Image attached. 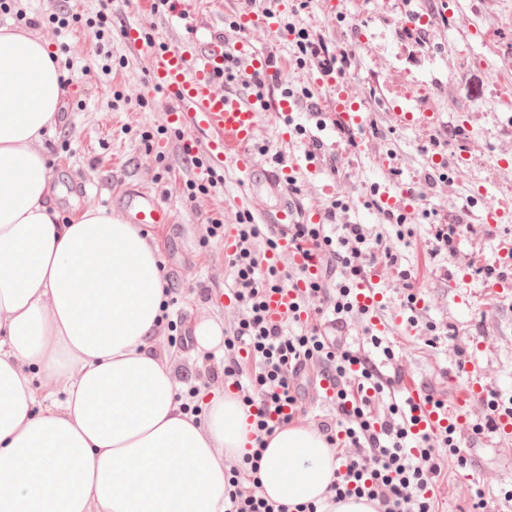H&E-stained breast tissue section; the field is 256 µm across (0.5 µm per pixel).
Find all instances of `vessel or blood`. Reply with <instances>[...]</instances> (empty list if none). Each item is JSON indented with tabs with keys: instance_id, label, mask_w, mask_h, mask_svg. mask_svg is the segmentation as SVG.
I'll return each mask as SVG.
<instances>
[{
	"instance_id": "b4317fda",
	"label": "vessel or blood",
	"mask_w": 512,
	"mask_h": 512,
	"mask_svg": "<svg viewBox=\"0 0 512 512\" xmlns=\"http://www.w3.org/2000/svg\"><path fill=\"white\" fill-rule=\"evenodd\" d=\"M237 24L242 33L250 35L258 30L269 32L278 29L279 18L274 11L261 15L246 12L239 15ZM122 38L132 53L146 57L151 86L173 100L174 107L170 113L172 124L205 139V156L209 166L220 167L228 162L244 175H251L249 148L255 138L260 114L276 112L283 118H290V102L283 98L274 102L260 100L231 85L217 90L216 78L224 70L225 54L224 43L218 39L212 38L188 48L162 45L150 41L138 25L130 22L124 24ZM316 84L335 98L336 119L341 125L364 127L366 119L348 86L324 76L317 77ZM380 95L391 105L392 117L399 126L433 131L441 129L439 113L425 111L422 100L413 92L387 85L381 89ZM123 201L132 223L144 229L149 230L171 221L169 211L154 194L129 192L124 195ZM278 245L280 251L292 252L293 261L302 277L293 289L269 293V311L276 319L287 315L298 290L305 288L307 278L318 272L315 259L293 253L287 237H279ZM405 405L418 418V426L422 429L458 426L466 421L464 412L447 414L419 394H409Z\"/></svg>"
}]
</instances>
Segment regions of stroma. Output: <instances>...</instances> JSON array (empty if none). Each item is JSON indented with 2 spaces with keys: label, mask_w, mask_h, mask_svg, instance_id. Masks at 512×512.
Listing matches in <instances>:
<instances>
[{
  "label": "stroma",
  "mask_w": 512,
  "mask_h": 512,
  "mask_svg": "<svg viewBox=\"0 0 512 512\" xmlns=\"http://www.w3.org/2000/svg\"><path fill=\"white\" fill-rule=\"evenodd\" d=\"M28 16L40 23L34 36L47 40L68 78L58 118L44 137L50 157L52 203L62 220L73 210L97 206L124 215L120 202L128 190L156 193L172 221L147 232L163 266L171 319L178 332L192 335L203 320L223 323V294L232 280L224 274V238L202 240L203 219L220 214L235 221L237 198L247 197L255 223H269L278 205H303L311 212L337 199L347 207L346 220L382 234L410 270L421 298L408 308V291L393 271L378 269V286L386 303L382 348L373 347L360 327L341 333V344L381 363L391 373L382 352L390 347L403 365L404 388L447 394L449 405L472 383L481 384L500 405L512 404V287H494L479 274L482 266L502 267L512 251V220L482 221L486 206L512 205V177H492L500 160H512V107L502 102L512 92V71L502 57L512 53V0H273L282 22L324 37L329 47L350 60L345 79L367 115L365 132L334 125L331 100L315 94L325 111L317 117L305 104L293 108V123L265 112L259 119L252 147L253 183L242 182L231 168H220L224 181L208 194L189 199L187 180L198 169L185 161L183 143L168 123L170 99L148 87L147 63L124 45L122 22L134 21L156 38L178 46L193 42L191 30L168 21L166 7L140 0H112L105 28H98L101 0H20ZM444 15L446 22L432 36L437 47L427 50L397 31L406 12ZM70 24L54 34L60 18ZM359 30H352V23ZM261 53H274L279 69L265 98L279 96L282 87L313 86L309 70L296 66L294 41L276 43L261 34L251 40ZM389 81L423 93L431 111L441 113L443 130L431 133L394 125L378 94ZM467 127L464 138L454 129ZM322 144L308 158L310 140ZM280 150L285 163H294L300 195L275 192L266 174L275 165L263 157L264 148ZM469 151V164L443 168L434 156L455 157ZM437 182L426 200L408 213L402 225L386 223L372 201L375 191L398 185L419 188L426 175ZM462 225L457 256L430 258L426 251L432 224ZM436 326L426 336L422 326ZM157 356L166 360L178 385L180 400L194 405L224 392L222 382L202 376L205 354L195 345L161 344ZM195 397H188L189 388ZM467 468L447 458L448 476L439 497V512H468L473 484H480L492 512H512V438L473 432L462 439Z\"/></svg>",
  "instance_id": "obj_1"
}]
</instances>
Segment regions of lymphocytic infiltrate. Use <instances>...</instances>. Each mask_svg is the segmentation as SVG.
Instances as JSON below:
<instances>
[{"label": "lymphocytic infiltrate", "instance_id": "obj_1", "mask_svg": "<svg viewBox=\"0 0 512 512\" xmlns=\"http://www.w3.org/2000/svg\"><path fill=\"white\" fill-rule=\"evenodd\" d=\"M300 51L322 75H342L346 58L337 56L321 38L298 31ZM235 249L225 262L234 274L224 312L222 367L210 370L211 380H223L236 390L241 403L254 409L257 449L225 472L224 512H320L318 505L270 500L258 476L260 449L266 437L304 417V404L322 392L328 379L336 417L319 421L317 430L337 451L340 467L328 491L332 502L355 496L373 502L376 512H436V492L443 479L445 456L456 457L459 468L468 461L457 444L463 428L436 433L415 431V422L398 404L378 413L374 405L401 385L405 371L380 374L359 353L337 348L329 337L335 316L344 314L371 324L374 307L360 304L354 285L369 267L397 268L403 287L411 285L408 270L398 269V257L381 237L370 236L361 224H346L339 240L326 234L324 224H292L288 238L296 251L316 253L320 269L309 278L288 315L271 320L270 291L293 286L298 272L289 256L271 264L277 236L250 217L238 216L233 227ZM344 285L330 291L335 276Z\"/></svg>", "mask_w": 512, "mask_h": 512}]
</instances>
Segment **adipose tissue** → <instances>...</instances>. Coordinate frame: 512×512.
<instances>
[{"instance_id": "ef3b65f1", "label": "adipose tissue", "mask_w": 512, "mask_h": 512, "mask_svg": "<svg viewBox=\"0 0 512 512\" xmlns=\"http://www.w3.org/2000/svg\"><path fill=\"white\" fill-rule=\"evenodd\" d=\"M64 79L47 42L0 28V512H224L253 418L230 393L182 410L150 345L165 290L137 227L53 208L43 136ZM336 466L298 422L267 437L259 478L274 501L320 504Z\"/></svg>"}]
</instances>
